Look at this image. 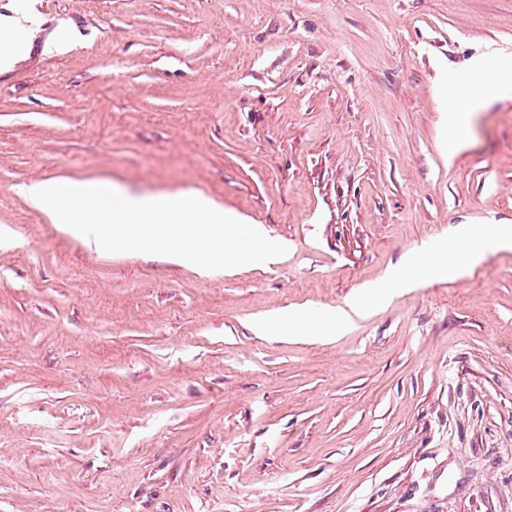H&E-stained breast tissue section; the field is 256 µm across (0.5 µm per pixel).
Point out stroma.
I'll return each mask as SVG.
<instances>
[{
  "label": "stroma",
  "mask_w": 512,
  "mask_h": 512,
  "mask_svg": "<svg viewBox=\"0 0 512 512\" xmlns=\"http://www.w3.org/2000/svg\"><path fill=\"white\" fill-rule=\"evenodd\" d=\"M0 512H512V250L374 304L460 224L512 225V0H0ZM39 179L200 193L286 246L108 253ZM360 312L330 336L278 318ZM22 21L23 24L17 18H7L2 25L0 22V72L11 69L39 39L40 21L31 8L26 9ZM20 25L23 36L17 38L15 30ZM499 85V76L489 73L483 84L472 88L462 89L457 97L448 103V129L451 132V145L457 147L461 144L460 132L469 120V113L474 110L477 103L484 100L490 88Z\"/></svg>",
  "instance_id": "1"
}]
</instances>
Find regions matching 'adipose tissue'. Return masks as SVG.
<instances>
[{"label": "adipose tissue", "mask_w": 512, "mask_h": 512, "mask_svg": "<svg viewBox=\"0 0 512 512\" xmlns=\"http://www.w3.org/2000/svg\"><path fill=\"white\" fill-rule=\"evenodd\" d=\"M40 21L33 10H26L22 18H8L0 23V72L11 69L23 57L33 42L38 41ZM499 84L496 74H488L484 83L460 90L448 104V128L452 146L461 143L460 132L469 120L475 105L487 95L490 88ZM512 246V226L474 227L458 225L448 239L426 247L415 257L405 261L395 275L375 284L373 295L385 299L392 291L410 288L420 275L436 270L454 276L478 262L491 248Z\"/></svg>", "instance_id": "adipose-tissue-1"}]
</instances>
